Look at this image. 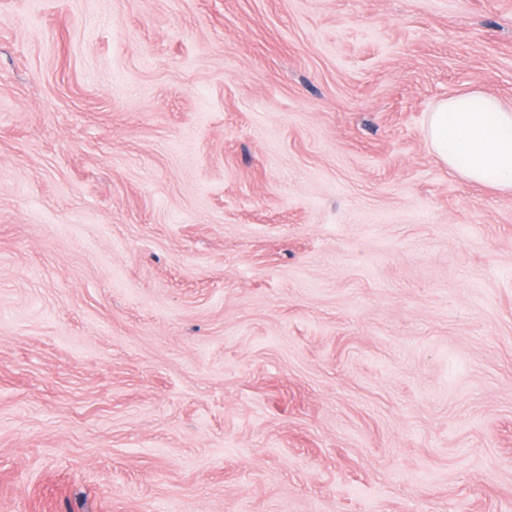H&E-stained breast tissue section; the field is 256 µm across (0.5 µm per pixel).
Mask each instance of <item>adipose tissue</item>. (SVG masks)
I'll use <instances>...</instances> for the list:
<instances>
[{"instance_id": "obj_1", "label": "adipose tissue", "mask_w": 512, "mask_h": 512, "mask_svg": "<svg viewBox=\"0 0 512 512\" xmlns=\"http://www.w3.org/2000/svg\"><path fill=\"white\" fill-rule=\"evenodd\" d=\"M426 138L451 170L512 192V106L479 92L449 97L430 113Z\"/></svg>"}]
</instances>
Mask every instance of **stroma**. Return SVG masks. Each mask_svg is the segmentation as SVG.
Segmentation results:
<instances>
[{"mask_svg":"<svg viewBox=\"0 0 512 512\" xmlns=\"http://www.w3.org/2000/svg\"><path fill=\"white\" fill-rule=\"evenodd\" d=\"M512 0H0V512H512ZM426 138L451 170L512 192V106L479 92L443 99L429 115Z\"/></svg>","mask_w":512,"mask_h":512,"instance_id":"obj_1","label":"stroma"}]
</instances>
